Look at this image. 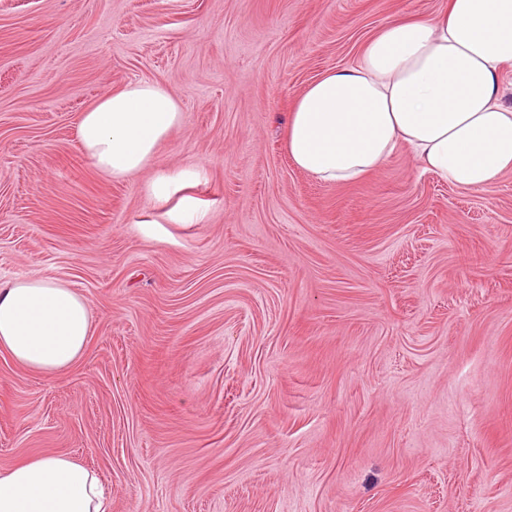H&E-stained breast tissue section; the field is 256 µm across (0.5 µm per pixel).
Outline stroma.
<instances>
[{
    "mask_svg": "<svg viewBox=\"0 0 512 512\" xmlns=\"http://www.w3.org/2000/svg\"><path fill=\"white\" fill-rule=\"evenodd\" d=\"M441 0H0V282L89 301L52 377L0 352V469L62 454L112 512H512V172L463 190L406 152L325 185L298 94ZM137 80L184 121L138 175L81 152ZM201 223L146 198L157 172ZM203 175L201 167L184 168L174 173L159 172L145 185V196L153 205L162 207L170 200L179 185L199 181ZM167 214L174 223H199L206 219L205 211H202L191 198H185L178 209L168 211Z\"/></svg>",
    "mask_w": 512,
    "mask_h": 512,
    "instance_id": "obj_1",
    "label": "stroma"
}]
</instances>
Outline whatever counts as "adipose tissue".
<instances>
[{
  "instance_id": "adipose-tissue-1",
  "label": "adipose tissue",
  "mask_w": 512,
  "mask_h": 512,
  "mask_svg": "<svg viewBox=\"0 0 512 512\" xmlns=\"http://www.w3.org/2000/svg\"><path fill=\"white\" fill-rule=\"evenodd\" d=\"M512 0H444L431 17L397 19L374 34L346 69L295 99L286 150L325 184L379 170L399 150L449 184L479 189L512 171ZM184 120L160 82H128L82 113L78 144L99 172L121 180L149 166ZM199 167L160 172L144 187L163 206ZM87 299L64 283L19 276L0 283V351L51 377L84 354ZM0 512H111L98 473L66 455L0 470Z\"/></svg>"
}]
</instances>
